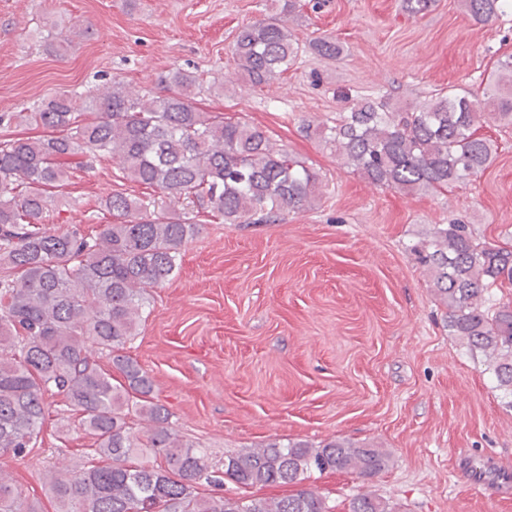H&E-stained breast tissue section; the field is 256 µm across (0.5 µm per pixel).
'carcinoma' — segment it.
<instances>
[{"label":"carcinoma","instance_id":"obj_1","mask_svg":"<svg viewBox=\"0 0 512 512\" xmlns=\"http://www.w3.org/2000/svg\"><path fill=\"white\" fill-rule=\"evenodd\" d=\"M479 23L512 15V0H463ZM301 0L239 29L232 46L254 87L281 78L301 46L288 19ZM338 60L340 42L310 43ZM164 97L133 94L120 81L84 102L66 91L8 122L50 131L0 142V457L24 458L60 396L81 415L89 436L86 462L73 473L49 472L46 487L58 512H332L304 482L312 471L373 477L389 454L376 445L330 440L270 442L224 463L180 438L172 414L154 401V382L124 354L137 335L148 296L170 281L182 248L199 233L200 213L224 224L274 223L286 208H312L318 176L305 162L273 146L257 125L201 111L198 78L176 72ZM512 124V56L498 61L481 93L440 89L422 105L357 100L336 124L318 132L344 165L372 184L406 194H432L483 172L494 142L483 126ZM109 156L127 178L159 191L144 201L123 192L100 209L113 222L85 233L46 223L47 189L68 180L70 163ZM187 202L195 214L176 205ZM448 308V331L472 353L512 408V247L482 241L468 224H436L410 245ZM97 350L121 380L90 358ZM239 487H290L282 497H229L224 478ZM209 487L211 491L203 492ZM0 512H35L15 481L0 476ZM348 512H390L369 493Z\"/></svg>","mask_w":512,"mask_h":512}]
</instances>
